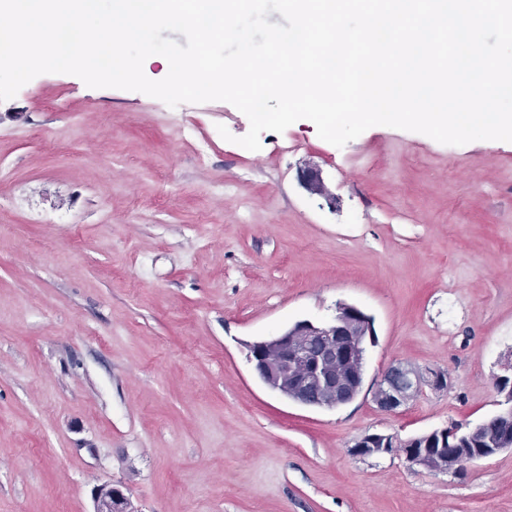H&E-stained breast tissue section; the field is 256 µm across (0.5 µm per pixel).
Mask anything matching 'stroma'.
Returning a JSON list of instances; mask_svg holds the SVG:
<instances>
[{
    "instance_id": "35a3bbf8",
    "label": "stroma",
    "mask_w": 512,
    "mask_h": 512,
    "mask_svg": "<svg viewBox=\"0 0 512 512\" xmlns=\"http://www.w3.org/2000/svg\"><path fill=\"white\" fill-rule=\"evenodd\" d=\"M170 111L61 73L0 102V200L22 201L0 207V512H93L104 483L133 512H512V449L456 474L350 453L498 412L512 142L374 126L338 148L301 119L250 151L233 105L184 103L201 164ZM341 304L375 330L358 396L268 389L250 345ZM397 361L447 390L381 411Z\"/></svg>"
}]
</instances>
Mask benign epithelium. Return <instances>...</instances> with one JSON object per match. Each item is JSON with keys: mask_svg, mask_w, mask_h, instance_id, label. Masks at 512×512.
Masks as SVG:
<instances>
[{"mask_svg": "<svg viewBox=\"0 0 512 512\" xmlns=\"http://www.w3.org/2000/svg\"><path fill=\"white\" fill-rule=\"evenodd\" d=\"M301 184L312 195L329 196L316 169L302 172ZM373 335L370 316L359 308L341 305L333 321L296 322L292 327L250 346V362L258 377L272 390L306 406L335 408L351 402L363 384L364 342ZM435 391L448 388V372H422L403 363L391 364L373 391V400L383 411L393 413L422 393L423 386ZM503 408L486 421L467 428L493 436L492 447L478 455L457 456L446 452L433 455L404 447L396 435L368 434L350 449L355 456L400 452L409 465L436 472H459L466 465L487 460L512 449V376L497 378ZM94 512H133L126 495L106 483L94 491Z\"/></svg>", "mask_w": 512, "mask_h": 512, "instance_id": "benign-epithelium-1", "label": "benign epithelium"}]
</instances>
